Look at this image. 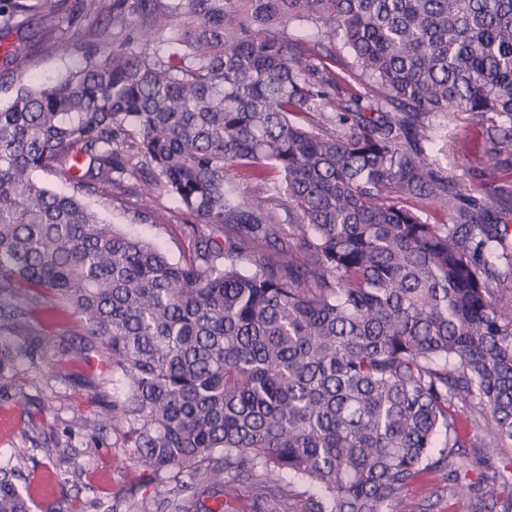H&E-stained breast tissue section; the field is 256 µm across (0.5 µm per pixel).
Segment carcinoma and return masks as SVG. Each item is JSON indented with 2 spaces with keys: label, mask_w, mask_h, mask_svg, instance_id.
<instances>
[{
  "label": "carcinoma",
  "mask_w": 512,
  "mask_h": 512,
  "mask_svg": "<svg viewBox=\"0 0 512 512\" xmlns=\"http://www.w3.org/2000/svg\"><path fill=\"white\" fill-rule=\"evenodd\" d=\"M48 3L0 11L80 53L0 106V397L24 361L97 350L122 395L78 425L91 448L118 432L169 512H212L203 497L243 480L255 512H388L437 469L448 496L473 490L461 416L483 420L484 457L512 444V243L499 191L467 198L421 143L465 113L483 171L512 161V0H112L83 46ZM130 181L222 242L173 263L80 200L110 207ZM56 305L79 342L38 327ZM26 461L0 466V512H31ZM284 480L309 491L273 492ZM473 512H512V482Z\"/></svg>",
  "instance_id": "obj_1"
}]
</instances>
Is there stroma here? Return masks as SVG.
Returning <instances> with one entry per match:
<instances>
[{"instance_id":"stroma-1","label":"stroma","mask_w":512,"mask_h":512,"mask_svg":"<svg viewBox=\"0 0 512 512\" xmlns=\"http://www.w3.org/2000/svg\"><path fill=\"white\" fill-rule=\"evenodd\" d=\"M21 40L30 46L29 67L18 73L7 69L0 60V103L12 101L34 81L61 79L77 62L73 55L56 56L36 24L0 31L2 46ZM432 123L437 139L426 144V152L467 196L481 198L492 183L512 185V167L498 170L491 180L476 170L470 157L442 151V137L454 132L466 135L476 149H483L481 126L445 114L434 117ZM150 205L153 211L167 215L166 223L157 224L152 218L139 216L140 202L134 197L127 206L104 210L103 217L131 236L158 243L171 260L187 257L196 241L191 230L192 217L179 212L177 203L167 196L154 197ZM104 370L99 354L94 352L85 357L64 358L51 367L31 365L18 377L16 397L0 399V461L17 451L27 453L28 471L21 487L35 502L34 512H46L50 506L62 508L63 512H97L93 499L120 506L132 495L143 500L147 512H156L154 492L145 486L147 474L126 461L116 432L100 433L97 448L85 454L78 469L72 468L70 456L73 449L82 446L83 436H75L71 446L46 450L33 448L24 435L31 424L48 430L63 427L78 417L100 418L119 388L118 383L104 381ZM442 485L440 474L430 472L412 486L410 494L419 501L431 503L430 512H471L469 492L450 498L443 494Z\"/></svg>"}]
</instances>
